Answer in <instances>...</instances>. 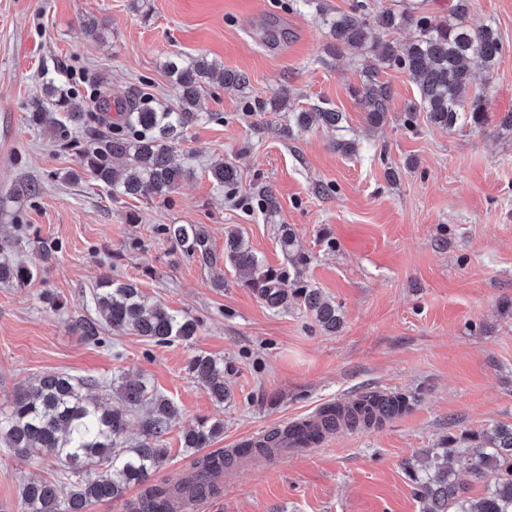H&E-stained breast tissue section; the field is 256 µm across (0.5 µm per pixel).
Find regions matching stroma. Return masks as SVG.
<instances>
[{"mask_svg": "<svg viewBox=\"0 0 512 512\" xmlns=\"http://www.w3.org/2000/svg\"><path fill=\"white\" fill-rule=\"evenodd\" d=\"M296 0H0V238L18 239L16 261L36 263L24 288L0 285V406L15 388L48 372L140 379L179 414L162 445L167 463L153 483L191 466L183 434L222 420L213 447L266 433L325 404L362 394L401 393L405 413L370 429L340 430L306 454L256 456L236 483L174 512H420L406 462L425 460L449 439L512 425V0H470L469 24L492 23L503 43L494 74L476 75L490 122L445 129L405 106L417 96L407 72L359 55L333 53L332 38ZM106 22L105 40L84 21ZM204 53L244 72L237 90L214 81L205 117L176 149L193 175L166 200L114 197L84 173L80 157L27 123L44 72L62 75L76 105L97 109L92 75L105 94L144 91L172 102L171 53ZM377 68L395 100L369 126L352 94ZM289 89L302 109L343 112L342 128L285 134L289 113L254 103ZM340 140L357 152L337 151ZM233 163L241 183L228 194L212 180L215 161ZM23 183L34 193L18 194ZM276 206L263 209V190ZM163 224H199L208 259L184 256ZM239 230L264 267L317 290L340 317L324 331L296 301L269 307L224 254ZM292 231L293 255L280 248ZM55 246L42 261V243ZM137 282L150 301L200 323L190 342L153 345L134 331L103 346L74 326L97 319L93 290L103 275ZM206 353L224 364L230 395L212 401L188 362ZM73 482L53 460L20 457L0 444V512H22L26 480Z\"/></svg>", "mask_w": 512, "mask_h": 512, "instance_id": "stroma-1", "label": "stroma"}]
</instances>
